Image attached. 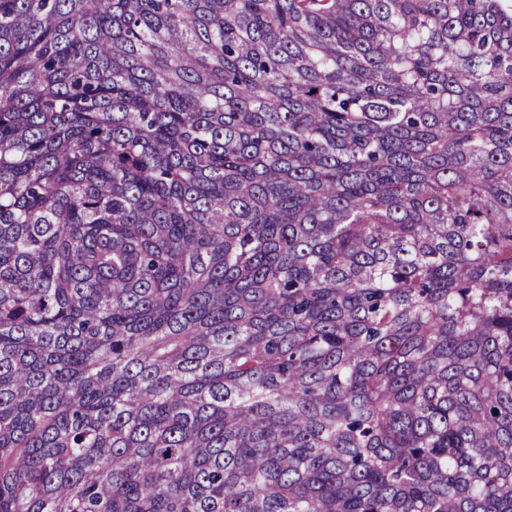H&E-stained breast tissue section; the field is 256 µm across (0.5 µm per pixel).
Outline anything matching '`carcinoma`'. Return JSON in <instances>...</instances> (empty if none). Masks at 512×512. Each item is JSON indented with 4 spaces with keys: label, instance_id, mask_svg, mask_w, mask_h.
I'll use <instances>...</instances> for the list:
<instances>
[{
    "label": "carcinoma",
    "instance_id": "obj_1",
    "mask_svg": "<svg viewBox=\"0 0 512 512\" xmlns=\"http://www.w3.org/2000/svg\"><path fill=\"white\" fill-rule=\"evenodd\" d=\"M0 512H512V0H0Z\"/></svg>",
    "mask_w": 512,
    "mask_h": 512
}]
</instances>
